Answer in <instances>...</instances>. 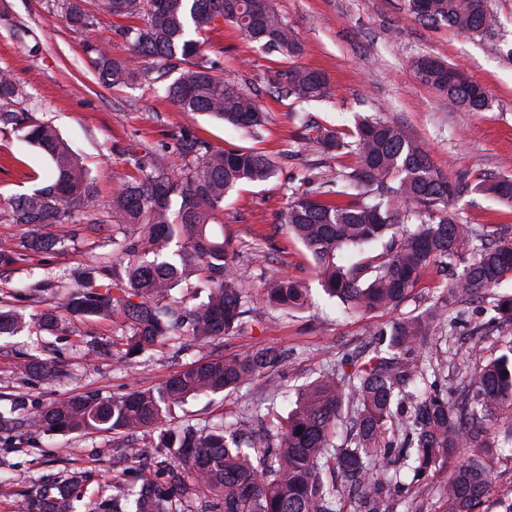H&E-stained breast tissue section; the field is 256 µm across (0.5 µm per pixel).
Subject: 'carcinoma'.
Wrapping results in <instances>:
<instances>
[{"mask_svg": "<svg viewBox=\"0 0 512 512\" xmlns=\"http://www.w3.org/2000/svg\"><path fill=\"white\" fill-rule=\"evenodd\" d=\"M480 2L478 8L475 0H405V6L425 25L488 35L498 19L487 0ZM56 7L80 30L95 27L104 14L141 20L119 33L152 59L148 69L127 67L103 42L84 45L103 85L161 83L177 111L206 114L255 137L267 124L256 94L220 75V61L205 53L194 34L228 24L267 54L288 59L302 52L272 0H57ZM414 69L421 83L448 100L475 112L488 106L487 90L444 62L422 56ZM264 79L282 98H331L326 78L312 68L272 69ZM27 97L25 86L0 70V131L24 133L50 160L53 178L29 194L0 199V217L31 227L20 247L50 252L63 240L37 228L69 224L76 232L95 231L100 204L94 178L56 128L32 123L18 110ZM303 139L329 151L347 149L356 158V166L332 184L293 191L283 215L319 270L325 294L352 313L393 307L417 287L426 267L441 264L454 271L445 297L380 331L388 337L384 352L361 364L343 358L352 373L340 377L327 370L300 388L287 416L256 408L262 432L246 439L222 423L207 431L159 425L190 399L235 390L275 371L282 357L271 347L192 362L155 389L68 397L21 419L20 400L0 404V429L158 431L150 447L133 448L130 457L161 455L167 463L117 473L109 498L92 512H187L183 500L192 492L211 495L217 504L211 512H388L389 495L401 479L413 487L427 485L453 449L462 460L448 472V512H480L491 489V463L512 458V424L504 431L496 426L504 409L512 411V355L490 359L467 375L456 402L427 384L432 361L402 358L423 344L447 310L477 293L490 300L498 318L512 322V297L493 293L512 274V242L494 239L493 230L475 233L454 210V202L473 191L512 203V178L452 181L400 127L369 116L357 118L345 138L306 125ZM172 147L185 158L177 170L163 148L115 149L128 167L108 206L112 225L123 234V263L73 270L65 300L75 316L118 317L129 335L125 360L159 344L181 350L222 339L238 332L248 314L250 286L238 275L235 250L224 237V198L243 183L276 177L277 162L253 149L215 147L191 127L173 135ZM399 227L402 233L392 235L379 262L342 263L345 249L361 248ZM192 278L207 295L189 306L173 290ZM263 292L282 311L308 305V289L287 274L267 279ZM58 327L53 308L25 315L0 306V336L31 328L52 334ZM24 370L45 375L58 371V364L32 358ZM389 431L401 433V448L381 445ZM336 476L345 479L347 492L338 491ZM84 480V472L73 470L62 481L27 491L25 512H72Z\"/></svg>", "mask_w": 512, "mask_h": 512, "instance_id": "cac0c4a2", "label": "carcinoma"}]
</instances>
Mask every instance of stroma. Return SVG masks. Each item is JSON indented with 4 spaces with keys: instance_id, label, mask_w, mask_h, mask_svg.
Here are the masks:
<instances>
[{
    "instance_id": "stroma-1",
    "label": "stroma",
    "mask_w": 512,
    "mask_h": 512,
    "mask_svg": "<svg viewBox=\"0 0 512 512\" xmlns=\"http://www.w3.org/2000/svg\"><path fill=\"white\" fill-rule=\"evenodd\" d=\"M275 9L294 29L303 52L298 65L322 72L333 91L329 101L298 103L278 98L263 81L265 72L282 66L281 57L263 53L230 28L202 33L207 54L221 62L223 76L258 89L269 112L265 133L249 136L205 116L178 112L160 87H107L84 52L86 42L107 39L114 58L140 69L148 60L115 35L116 18L101 16L89 30L69 25L47 0H0V68L10 70L29 96L23 108L32 119L53 125L82 159L96 182L101 204H108L126 168L114 145L131 142L159 149L184 126L219 148L247 147L279 161L277 177L245 184L224 200V234L239 250L238 271L251 287L252 314L242 332L175 356L163 347L129 365L117 353L126 338L112 320L80 319L65 312L62 294L28 296L27 283L115 259L116 229L69 237L57 224L50 234L65 237L63 248L45 255L28 253L0 272V301L25 313L45 308L59 312L55 335L25 331L0 338V398L22 397L37 409L67 396L122 395L155 388L185 365L202 358L243 355L272 347L287 360L280 371L249 386L188 402L175 408L170 423L204 428L217 420L254 428L257 405L284 415L296 388L317 377L328 364L348 353L366 360L381 343L378 333L391 321L417 313L445 294L448 276L439 268L423 270L417 287L393 309L350 315L325 295L319 272L302 242L282 224L281 215L303 177L314 183L334 180L355 159L346 153L331 157L317 144L301 140L300 117L308 115L327 128L353 127L369 115L402 127L427 149L433 165L448 178L512 177V0H488L499 20L494 36H462L445 27H431L410 18L404 0H274ZM431 56L459 69L489 93V105L471 112L419 82L413 71L418 57ZM49 160L21 133L0 132V195L29 192L33 177L47 178ZM462 223L477 231L506 227L512 240V205L484 194L464 197L457 205ZM285 273L308 289L310 305L301 312L270 307L262 292L265 278ZM512 343V323L495 319L487 304L472 298L449 311L444 323L428 336L425 356L442 362L435 387L458 398L460 382L482 361ZM58 362L61 373L34 376L21 371L29 357ZM152 432L134 439L102 432L55 435L0 432V512H23L22 491L47 477L79 469L87 481L75 512H88L111 493L113 470L130 465V447L143 448ZM448 482L440 470L428 487H402L393 493L390 512H446L441 489Z\"/></svg>"
}]
</instances>
